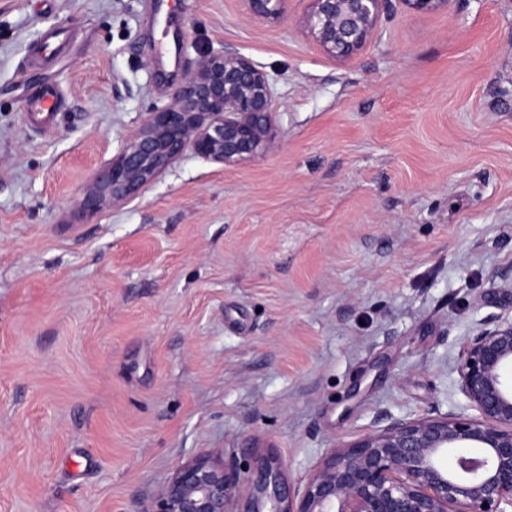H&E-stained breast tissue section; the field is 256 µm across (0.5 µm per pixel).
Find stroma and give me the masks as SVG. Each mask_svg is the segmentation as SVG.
<instances>
[{
    "label": "stroma",
    "mask_w": 512,
    "mask_h": 512,
    "mask_svg": "<svg viewBox=\"0 0 512 512\" xmlns=\"http://www.w3.org/2000/svg\"><path fill=\"white\" fill-rule=\"evenodd\" d=\"M166 2L0 0V512H150L179 464L246 449L305 486L383 413L457 411L461 340L512 312V0H389L345 62L309 0ZM50 26L80 37L29 66ZM223 49L274 79L277 147L188 148L82 208ZM48 84L43 128L22 106ZM250 14L258 19L278 23L286 18L288 0H245ZM63 107V100L54 86L41 87L25 102L24 110L27 114H46L45 119L51 117L54 112H59Z\"/></svg>",
    "instance_id": "35a3bbf8"
}]
</instances>
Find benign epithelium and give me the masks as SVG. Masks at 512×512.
Listing matches in <instances>:
<instances>
[{
    "mask_svg": "<svg viewBox=\"0 0 512 512\" xmlns=\"http://www.w3.org/2000/svg\"><path fill=\"white\" fill-rule=\"evenodd\" d=\"M250 14L278 23L288 0H245ZM427 12L449 0H403ZM388 0H310L304 28L330 57L357 55L376 33ZM270 75L228 50L209 51L176 93L150 117L90 187L95 209L133 196L186 148L235 165L276 143ZM462 410L445 416L390 418L328 454L304 488L277 456L243 453L227 465L198 457L180 464L151 512H512V315L481 320L455 358ZM480 456L443 458L457 448Z\"/></svg>",
    "mask_w": 512,
    "mask_h": 512,
    "instance_id": "1",
    "label": "benign epithelium"
}]
</instances>
